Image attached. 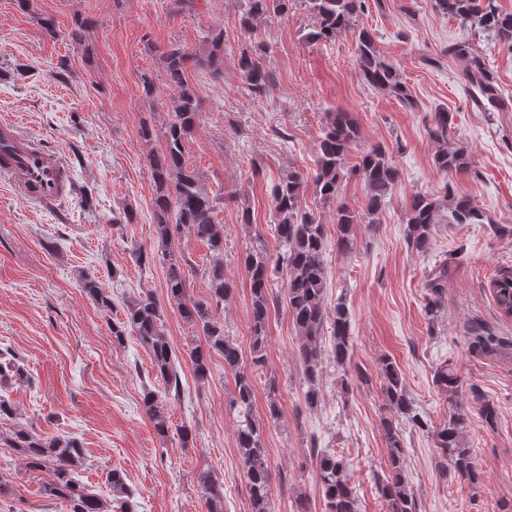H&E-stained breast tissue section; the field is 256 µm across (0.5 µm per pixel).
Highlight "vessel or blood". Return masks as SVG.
Listing matches in <instances>:
<instances>
[{
  "label": "vessel or blood",
  "mask_w": 512,
  "mask_h": 512,
  "mask_svg": "<svg viewBox=\"0 0 512 512\" xmlns=\"http://www.w3.org/2000/svg\"><path fill=\"white\" fill-rule=\"evenodd\" d=\"M0 176L15 177L16 192L34 204L51 206L71 185L70 169L60 150L25 135L13 115L0 116Z\"/></svg>",
  "instance_id": "obj_1"
}]
</instances>
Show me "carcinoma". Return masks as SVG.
I'll return each instance as SVG.
<instances>
[{
    "label": "carcinoma",
    "instance_id": "1",
    "mask_svg": "<svg viewBox=\"0 0 512 512\" xmlns=\"http://www.w3.org/2000/svg\"><path fill=\"white\" fill-rule=\"evenodd\" d=\"M313 18L306 34L310 42H327L341 33L353 31L356 42L355 67L370 87L395 98L408 109L414 100L398 70L378 49L373 30L356 25L364 12L366 0H241L240 25L250 28L251 22L262 17L284 15L295 2ZM432 8L454 18L467 31L491 37L512 47V14L500 10L498 0H431ZM37 22L51 38L67 39L75 44L83 41L89 20L75 21L74 28L63 32L53 18L40 16ZM209 44L202 53L189 52L176 46L162 56L163 68L169 83L179 88L178 104L166 124L165 149L149 157L151 176L155 184L153 200L156 216L155 233L159 251L140 250L136 258L141 264L160 262L168 266L167 299L177 306L180 315L202 329L204 341L188 350L193 373L200 384L211 376L213 355L224 358V367L234 376V393L227 409L234 416L239 459L247 479L252 512H272L270 500L271 471L262 440L260 422L253 413L255 379L243 365L238 345L215 322L211 304L194 299L189 293L185 273L181 272L173 250V241L185 229L195 238L207 243L212 253L208 281L211 300L221 305L232 294L231 283L224 275V227L213 218L217 197L210 195L198 175L185 163V141L200 122V105L194 91L185 81V72L196 68L218 77L224 72V30L215 29L205 36ZM268 48L256 43L240 53L239 67L250 94L263 95L270 86L273 74L264 59ZM448 54L468 58L466 79L473 88L474 99L492 111L512 108V101L498 92L488 70L476 57L469 56L466 43L448 46ZM454 113L445 108L434 112L428 133L436 144L433 157L435 168L442 172L468 169L467 151L448 145ZM362 139L357 119L350 112L330 110L319 139L314 174L303 177L290 172L270 185L269 197L273 207L274 232L280 245L277 258L267 253L265 242L255 238L246 251L244 270L250 282L251 304V365L265 364L267 326L274 301L269 288L274 280H283L288 297V310L299 337V356L307 382L305 403L317 407L321 393L319 380L323 364V336L331 337V358L338 366L350 364L353 339L348 308L338 302L333 310L325 304L327 276L324 253L328 244V225L302 206L306 183L311 181L323 204L336 205V249H350L352 231L357 224H374L376 216L398 181L399 173L391 163L389 149L374 144L365 149L358 161L350 166L348 160ZM356 176L366 188L364 210L360 213L339 200L342 183ZM482 212L462 195L441 197L416 194L411 198L406 224L413 249L425 253L432 249L433 233L438 224H482ZM448 282V261L435 266L428 281L429 295L425 311L436 316ZM81 291L98 307L112 309V298L99 280L81 276ZM492 294L500 312L512 316V277L504 273L491 284ZM123 319L112 324V339L121 345L128 336L150 354L156 378L162 380L165 391L178 397L181 394L173 349L163 334V311L159 301L147 294L124 303ZM469 349L477 357L497 356L512 349V342L492 328L473 323L469 327ZM26 369L16 355L5 349L0 352V382L12 378L22 380ZM382 392L390 416L382 420L383 436L388 451V466L376 477L385 512H418V501L405 476V445L402 423L418 428L427 427L414 408L405 378L391 359L382 360ZM434 383L446 394L451 404L448 421L431 430L440 458L462 481L478 483L482 473L473 452L466 447L467 414L460 402L462 382L451 365L444 363L434 372ZM473 399L479 413L490 429L499 421L497 406L477 392ZM143 407L159 436L169 433L171 422L155 391L143 394ZM9 447L27 460L32 469H51V480L42 485L48 499L65 498L70 512H134V493L123 474L117 470L107 477L111 496L105 500L86 488L75 478V469L84 457L82 442L73 436L44 438L23 429L13 432ZM317 478L324 501V512H359L358 496L350 482L348 463L331 453H316ZM197 481L204 490L206 512H224V482L213 470L199 471Z\"/></svg>",
    "mask_w": 512,
    "mask_h": 512
}]
</instances>
